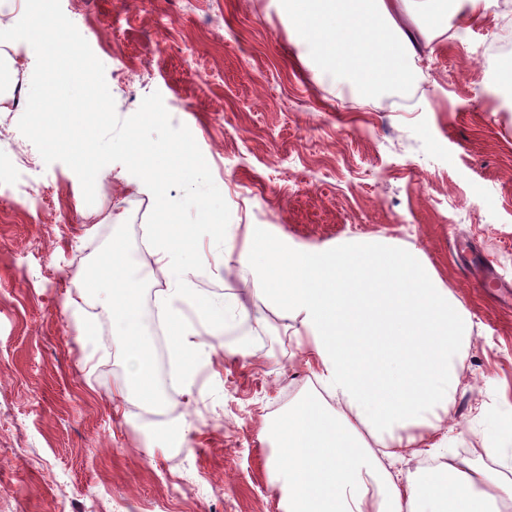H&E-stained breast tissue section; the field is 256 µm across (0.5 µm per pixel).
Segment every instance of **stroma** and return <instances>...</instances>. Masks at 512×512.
I'll return each mask as SVG.
<instances>
[{
    "label": "stroma",
    "instance_id": "stroma-1",
    "mask_svg": "<svg viewBox=\"0 0 512 512\" xmlns=\"http://www.w3.org/2000/svg\"><path fill=\"white\" fill-rule=\"evenodd\" d=\"M105 66L119 117L160 92L173 124L193 134L227 202L228 236L269 252L321 251L349 239H385L421 251L467 309L472 341L440 448L483 470L499 466L483 440L512 449V51L499 13L448 19L449 35L401 98L337 90L298 58L283 0H61ZM38 198L0 182V512H285L268 478V421L308 395L313 366L295 320L249 292V276L213 266L188 272L196 290L168 319L170 347L185 320L209 332L189 354L196 385L160 384L167 423H146L122 398L129 356L151 349L149 302L169 280L154 249L140 250L154 198L118 162L86 204L64 163L26 172ZM112 259L132 284L136 336L85 275ZM238 295L250 321L225 330L209 303ZM93 334L83 338L81 324ZM260 336L241 357L227 344ZM489 414H479L480 405Z\"/></svg>",
    "mask_w": 512,
    "mask_h": 512
}]
</instances>
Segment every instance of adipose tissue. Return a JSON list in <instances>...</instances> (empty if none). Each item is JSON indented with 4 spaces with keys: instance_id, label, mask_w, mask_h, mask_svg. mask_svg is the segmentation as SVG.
<instances>
[{
    "instance_id": "obj_1",
    "label": "adipose tissue",
    "mask_w": 512,
    "mask_h": 512,
    "mask_svg": "<svg viewBox=\"0 0 512 512\" xmlns=\"http://www.w3.org/2000/svg\"><path fill=\"white\" fill-rule=\"evenodd\" d=\"M295 44L307 62L348 76L370 96L409 82L431 51L432 30L488 0H286ZM287 287L255 281L256 294L298 320V344L314 356L319 393L270 422L268 462L288 512H496L512 485L450 456L451 499L434 481L399 485L383 458L418 454L438 432L459 390L471 341L463 305L419 251L387 240H348L320 253L289 255Z\"/></svg>"
}]
</instances>
